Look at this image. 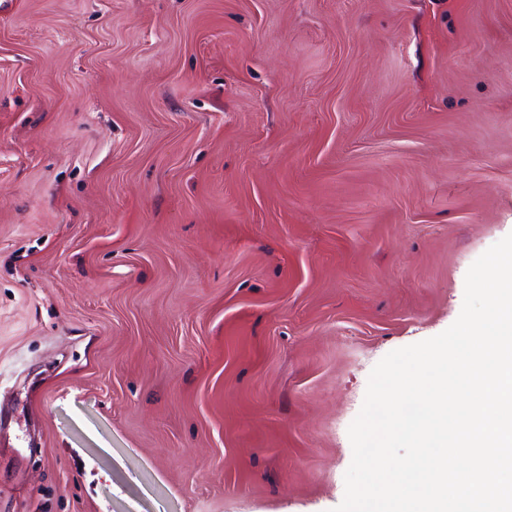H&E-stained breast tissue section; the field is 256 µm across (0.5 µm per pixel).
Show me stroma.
Masks as SVG:
<instances>
[{
	"instance_id": "stroma-1",
	"label": "stroma",
	"mask_w": 512,
	"mask_h": 512,
	"mask_svg": "<svg viewBox=\"0 0 512 512\" xmlns=\"http://www.w3.org/2000/svg\"><path fill=\"white\" fill-rule=\"evenodd\" d=\"M511 233L512 0H0V512H333Z\"/></svg>"
}]
</instances>
